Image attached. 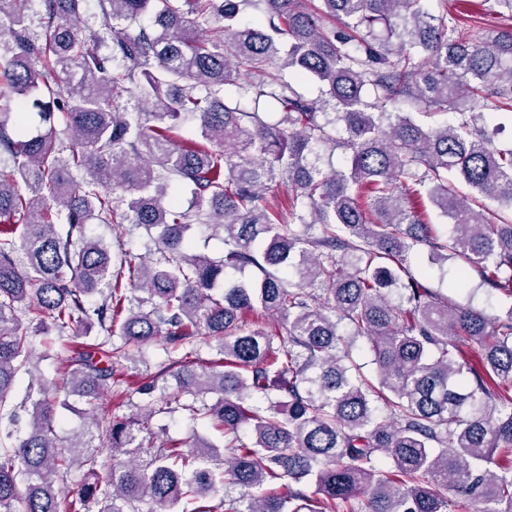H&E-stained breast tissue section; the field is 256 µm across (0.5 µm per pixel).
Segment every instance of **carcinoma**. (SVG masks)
Masks as SVG:
<instances>
[{"instance_id":"1","label":"carcinoma","mask_w":512,"mask_h":512,"mask_svg":"<svg viewBox=\"0 0 512 512\" xmlns=\"http://www.w3.org/2000/svg\"><path fill=\"white\" fill-rule=\"evenodd\" d=\"M31 2L0 0V418L19 422L31 333H97L45 353L56 374L31 375L25 429L0 430V512H512V307L491 318L407 265L427 246L512 298V149L488 123L512 111V28L473 38L425 0H99L86 35V0H41L37 26ZM188 116L195 137L179 140ZM339 143L347 171L328 161ZM281 181L284 203L267 197ZM424 196L448 237L413 205ZM92 223L118 243L158 230L154 261ZM195 225L222 234L221 259L194 250ZM228 269L253 277L229 287ZM462 337L477 349L459 360ZM155 340L179 354L160 401L222 430L230 457L201 438L143 448L152 410L99 419L131 384L126 346ZM63 393L89 406L64 441ZM96 441L104 484L89 481ZM353 338V358L361 367V374L374 384H377V367L372 362L368 352L367 342L363 337L351 336Z\"/></svg>"}]
</instances>
